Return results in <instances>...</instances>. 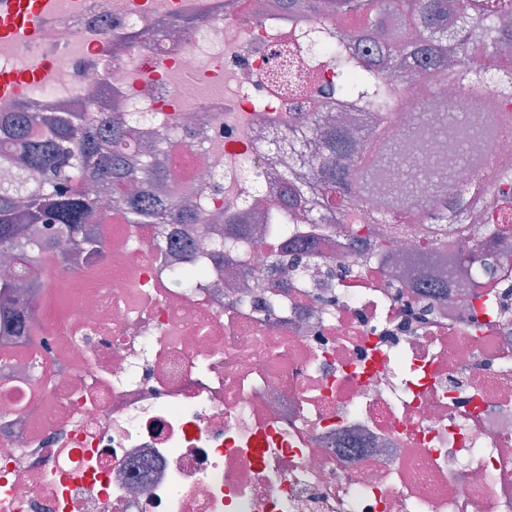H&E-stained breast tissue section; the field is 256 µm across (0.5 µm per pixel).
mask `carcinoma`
Segmentation results:
<instances>
[{
    "label": "carcinoma",
    "mask_w": 512,
    "mask_h": 512,
    "mask_svg": "<svg viewBox=\"0 0 512 512\" xmlns=\"http://www.w3.org/2000/svg\"><path fill=\"white\" fill-rule=\"evenodd\" d=\"M288 10L298 16L318 15L336 22V29L356 28L359 34L379 39L382 55H350L343 62L350 74L336 89L359 111L361 137L342 125H308L291 138L302 153L315 144L309 174L299 178L282 174L284 198L300 206L315 200L308 211L310 224L342 225L352 237L376 233L390 245L381 229L395 223L417 199L412 182L418 172L430 173L413 154L408 135L388 136L385 120L397 110L406 86L416 73L430 68L433 78L458 86L467 72L479 74L467 58L465 42L474 27L493 41L497 56L512 52V0H288ZM423 112L448 155V171L440 177L462 178L481 165L471 151L473 142H491L511 129L512 114L502 112L490 97L483 112L463 121L448 113L437 95L425 97ZM0 142L6 151L0 163L16 170L15 181L0 184V253L15 255L24 270L22 280L0 278V312L12 309L19 294L45 285L42 265L49 256L68 268L69 256L105 257L106 246L97 227L109 214L98 209L101 189L121 193L128 224H196L200 211L192 204L178 207L155 132H138L124 124L122 113L80 112L0 114ZM359 156L352 167L343 164ZM378 196L375 224L351 223L350 211L360 197ZM479 187L457 204L443 209L436 224H456L465 229L464 217L484 208Z\"/></svg>",
    "instance_id": "1"
}]
</instances>
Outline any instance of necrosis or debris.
Listing matches in <instances>:
<instances>
[{
  "instance_id": "4bbe7bcc",
  "label": "necrosis or debris",
  "mask_w": 512,
  "mask_h": 512,
  "mask_svg": "<svg viewBox=\"0 0 512 512\" xmlns=\"http://www.w3.org/2000/svg\"><path fill=\"white\" fill-rule=\"evenodd\" d=\"M263 2L44 0L34 35H0V112L89 115L109 92L139 129L187 130L161 149L205 212L266 213L219 267L208 221L186 250L113 206L63 313L51 289L32 298L40 342L0 333V512H512V236L476 222L458 242L495 263L476 333L469 273L381 263L339 226L304 271L269 275L307 226L278 185L301 164L268 138L314 118L357 130L325 93L360 39ZM429 81L387 127L433 158ZM428 221L391 225L406 254L450 236L420 235Z\"/></svg>"
}]
</instances>
